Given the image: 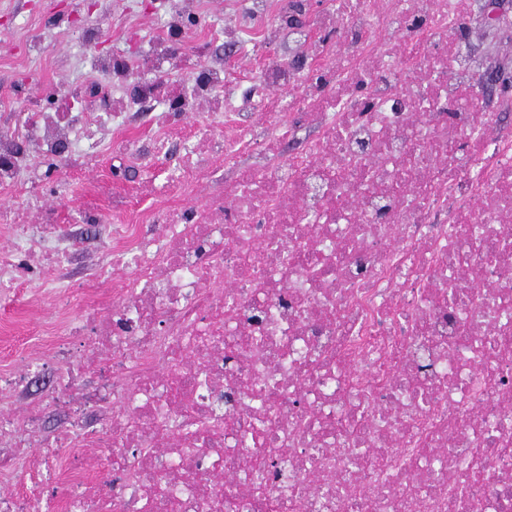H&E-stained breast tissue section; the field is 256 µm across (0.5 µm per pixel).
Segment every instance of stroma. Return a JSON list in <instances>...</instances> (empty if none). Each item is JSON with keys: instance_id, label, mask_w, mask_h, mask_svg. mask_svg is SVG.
Segmentation results:
<instances>
[{"instance_id": "1", "label": "stroma", "mask_w": 512, "mask_h": 512, "mask_svg": "<svg viewBox=\"0 0 512 512\" xmlns=\"http://www.w3.org/2000/svg\"><path fill=\"white\" fill-rule=\"evenodd\" d=\"M185 0H0V135L9 134L30 109L47 106L70 111L72 93L89 77L98 56L137 57L145 65L139 78L113 74L106 87L113 100L136 97V80L152 87L149 99L127 113L122 123H110L111 137L97 153L81 155L72 147L73 164L43 161L36 195L44 207L30 216L33 224L65 225L73 238V258L62 272L60 288L42 287V271L19 257V286L0 295V374L26 368L24 388L13 393V407L40 410L42 397L57 388L55 356L65 343L62 328L78 324L84 305L107 296L89 276L102 251L112 246L105 225L83 218L103 212L114 224L133 225L135 233L160 238L165 225L142 223L144 214L172 200V178L182 155L196 137L199 117L208 105L175 112L173 95L187 91L199 66L223 64L234 81L255 75L266 62H290L295 54L286 39L270 36L272 13L257 15L252 0H201L197 15L186 17ZM185 15L177 60L156 69L147 57L156 33L170 20ZM243 29L253 42L248 50L228 51L216 28ZM99 30L90 44L83 30ZM462 53L479 70L504 62L512 67V0H504L503 24L487 31L479 15L451 35Z\"/></svg>"}]
</instances>
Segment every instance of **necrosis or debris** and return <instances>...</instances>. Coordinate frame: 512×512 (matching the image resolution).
<instances>
[{
    "label": "necrosis or debris",
    "instance_id": "4bbe7bcc",
    "mask_svg": "<svg viewBox=\"0 0 512 512\" xmlns=\"http://www.w3.org/2000/svg\"><path fill=\"white\" fill-rule=\"evenodd\" d=\"M468 0H336L335 43L303 39L309 68L265 67L264 141L201 130L152 215L155 245L114 225L112 301L88 313L82 363L103 383L49 405L93 406L23 466L0 512H43V472L67 471L65 512H512V128L469 105L478 73L450 41ZM316 129L284 156L282 141ZM82 127L34 110L0 136L46 152ZM257 151L228 183L215 170ZM49 269L55 243L17 231ZM130 277H123V270ZM267 427L239 438L257 414ZM97 449L118 496L77 465Z\"/></svg>",
    "mask_w": 512,
    "mask_h": 512
}]
</instances>
